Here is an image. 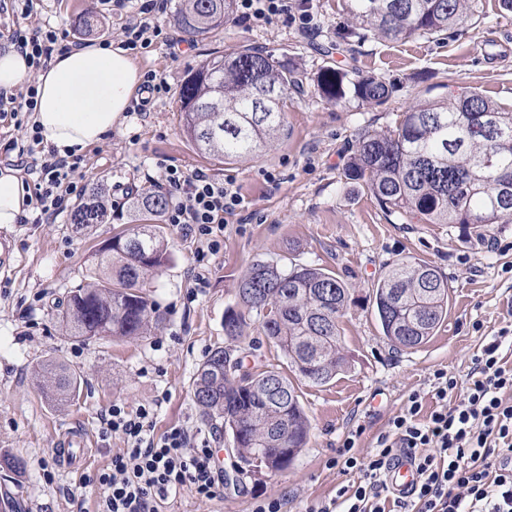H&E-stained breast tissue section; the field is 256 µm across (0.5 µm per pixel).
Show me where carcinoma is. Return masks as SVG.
Returning a JSON list of instances; mask_svg holds the SVG:
<instances>
[{
    "label": "carcinoma",
    "mask_w": 512,
    "mask_h": 512,
    "mask_svg": "<svg viewBox=\"0 0 512 512\" xmlns=\"http://www.w3.org/2000/svg\"><path fill=\"white\" fill-rule=\"evenodd\" d=\"M355 23L385 40L435 35L464 24L475 0H345ZM234 0H179L177 21L206 38L224 25ZM311 80L319 95L339 102L352 95L385 103L393 86L383 78L355 75L323 65L312 76L285 55L245 46L216 55L189 73L179 92V116L187 141L200 153L233 163L270 148L285 134L288 96ZM512 177V110L470 89L443 99H422L382 134H364L345 169L390 213L412 214L426 224H462L485 232L512 223V197L496 193ZM166 196L152 190L130 194L132 225L102 243L92 255L89 282L66 295L57 319L70 335L87 340L144 336L163 315L145 292L147 281L168 262L162 225ZM112 209L103 185L91 189L70 214L78 230L104 223ZM349 288L333 272L296 262L257 261L239 278L236 306L224 316V333L239 340L247 318L256 316L268 342L288 366L314 384L344 370L340 319ZM373 305L383 335L393 347L412 349L434 335L448 316V278L424 261L393 264L373 288ZM230 351L218 347L198 368L193 395L201 421L235 431L239 455L263 443L267 456L280 453L281 431L294 447L309 439L310 424L292 381L279 366L228 371ZM36 384L63 403L81 376L47 360L33 372Z\"/></svg>",
    "instance_id": "carcinoma-1"
}]
</instances>
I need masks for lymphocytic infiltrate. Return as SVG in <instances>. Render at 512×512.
I'll return each mask as SVG.
<instances>
[{
	"label": "lymphocytic infiltrate",
	"mask_w": 512,
	"mask_h": 512,
	"mask_svg": "<svg viewBox=\"0 0 512 512\" xmlns=\"http://www.w3.org/2000/svg\"><path fill=\"white\" fill-rule=\"evenodd\" d=\"M167 8L168 0H141L135 19L123 30L124 48L146 53L159 45L173 46L171 30L159 21ZM234 9L236 20L246 24L294 17L304 24L310 19L305 9L292 15L288 0H235ZM10 43L36 72L53 55L73 47L64 32L50 26L16 29ZM37 104L36 82H28L18 95L0 91V115L24 132L30 156L42 143L27 120ZM81 162V156L53 152L26 166L35 178L30 196L35 223H52L83 196L84 187L74 178ZM163 181L169 197L165 221L186 227L201 242L194 277L204 283L208 258L219 251L226 218L242 198L232 183L202 170L187 174L169 167ZM471 363L470 384L462 397H455L457 383L447 372H435L430 385L435 408L423 414L421 394H411L369 456L353 455L355 440L347 438L338 450L342 468L362 473V480L338 486L335 498L310 504L306 512H512V329H499ZM101 424L103 433L121 435L125 446L105 469L81 481L98 488V512H159L163 501L185 489L202 500L220 495L224 471L213 461L209 437L183 426L156 434L154 411L144 406L129 411L113 405ZM403 454L413 459L419 480L408 494L394 497L388 473Z\"/></svg>",
	"instance_id": "lymphocytic-infiltrate-1"
}]
</instances>
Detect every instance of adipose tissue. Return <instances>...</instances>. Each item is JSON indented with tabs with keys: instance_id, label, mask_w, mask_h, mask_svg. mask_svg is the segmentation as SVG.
<instances>
[{
	"instance_id": "1",
	"label": "adipose tissue",
	"mask_w": 512,
	"mask_h": 512,
	"mask_svg": "<svg viewBox=\"0 0 512 512\" xmlns=\"http://www.w3.org/2000/svg\"><path fill=\"white\" fill-rule=\"evenodd\" d=\"M141 81L120 48L85 45L52 58L37 79L34 122L45 147L59 156L81 153L119 125ZM27 190L16 170L0 171V224L25 215Z\"/></svg>"
}]
</instances>
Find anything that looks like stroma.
<instances>
[{
  "instance_id": "35a3bbf8",
  "label": "stroma",
  "mask_w": 512,
  "mask_h": 512,
  "mask_svg": "<svg viewBox=\"0 0 512 512\" xmlns=\"http://www.w3.org/2000/svg\"><path fill=\"white\" fill-rule=\"evenodd\" d=\"M477 11L448 37L417 36L402 41L377 38L356 28L343 0H310L307 25L277 19L247 26L228 18L203 40L187 36L172 14L160 21L180 43L176 51L158 48L135 56L140 71L166 75L171 91L153 101L149 112L126 113L112 133L87 147L75 177L85 187L104 183L112 199L111 217L89 233L77 231L68 215L51 224H5L0 239L10 244V265L0 270V452L16 456L20 474L0 471V498L17 501V512H96V489L79 479L105 468L124 446L103 436L99 417L112 405L155 411L156 433L183 425L213 435L225 472L235 461L227 437L213 434L199 418L193 381L206 356L231 346L246 366L276 362L269 346L249 351L260 338L251 319L241 341L228 342L224 312L236 304L240 275L255 261L294 260L331 270L344 281L351 301L341 319L347 367L328 384L300 381V395L312 429L307 445L275 476L245 475L210 501L191 491L163 502L161 512H252L256 500L277 497L282 512H305L308 504L335 496L338 485L359 482L356 472L336 466V450L358 432L355 452L370 453L390 418L416 391L425 395L424 412L435 406L429 381L447 371L457 393L469 385L471 359L487 336L512 324V223L487 236L459 224H422L386 212L365 186L344 176L364 132L393 127L417 99L477 88L512 107V11L501 0H476ZM116 11L103 0H33L30 15L0 14V49L16 28L44 24L65 30L85 44L119 45L133 10ZM90 17L92 32L76 30V16ZM252 45L287 50L304 71L330 59L363 75L394 85L383 105L347 98L335 103L313 86L288 104V131L274 147L233 164H220L197 152L184 138L178 114L181 84L192 68L212 53L229 55ZM175 166L201 169L233 180L243 206L229 217L219 251L206 267V286L192 270L195 244L179 226L166 227L170 259L149 280L147 290L165 319L149 335L83 341L69 336L54 304L82 285L92 252L114 229L128 225V192L162 190L161 173ZM497 249L487 251L488 239ZM421 260L448 278V317L426 343L396 351L382 334L372 306V289L388 267ZM65 361L83 383L76 397L60 405L31 382L41 361ZM84 437L87 447L62 457L59 439Z\"/></svg>"
}]
</instances>
